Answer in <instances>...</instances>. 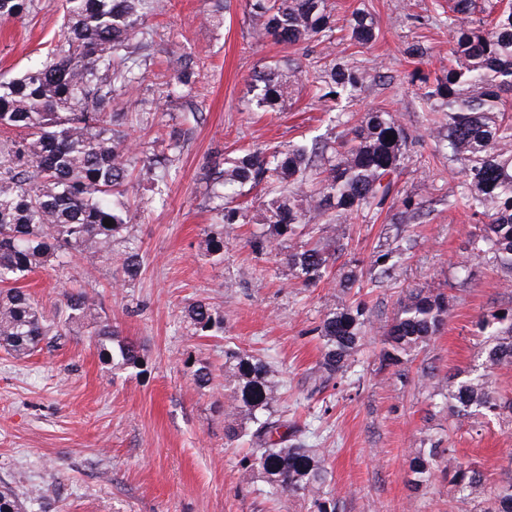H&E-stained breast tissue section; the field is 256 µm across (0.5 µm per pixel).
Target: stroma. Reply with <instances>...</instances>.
Masks as SVG:
<instances>
[{"label": "stroma", "mask_w": 512, "mask_h": 512, "mask_svg": "<svg viewBox=\"0 0 512 512\" xmlns=\"http://www.w3.org/2000/svg\"><path fill=\"white\" fill-rule=\"evenodd\" d=\"M379 28L374 45L354 46L343 26L355 0H332L337 30L331 48L320 42L288 46L253 37L244 0H230L220 24L201 19L212 0H162L148 11L154 44L171 45L197 62L193 101L166 95L173 65L165 53L146 62L141 84L119 90L122 127L134 144H152L174 163L160 194L132 178L125 200L128 234L140 248L139 278L120 285L121 258L96 260L92 278L85 261L48 266L22 280L44 310L58 311L71 288L96 292L98 313L121 336L144 348L142 369L103 364L89 336L43 341L29 358L0 349V482L24 474L19 497L41 490L30 512H308L301 499L270 500L261 482L242 483L241 460L249 445L224 439V349L236 346L270 357L284 383L287 419L315 429L309 440L342 493L338 512H460L459 494L443 477L412 493L407 460L423 442L441 440L473 463L491 490L512 476V416L449 420L431 395L430 379L482 360L476 321L488 311L512 306V283L495 264L473 266L470 279L458 271L469 258L477 221L448 202L460 166L436 152L428 114L414 73H434L448 62L446 0H364ZM60 35L59 0H34L28 16L0 21V74L13 77L45 57ZM429 50L410 58L408 46ZM344 58L365 76L346 111L385 108L414 135L397 181L400 195L423 202V216L401 226L392 208L363 213L346 227L339 264L371 262L377 251L401 247L391 278L364 283L354 295L374 325L392 320L400 298L415 288L448 296V321L423 345L399 379L382 369V348L370 334L346 380L326 379L319 369L321 344L312 329L340 296L328 273L311 288L296 285L273 254H255L248 240L261 216V189L247 191L254 221L236 225L223 261L205 250L204 231L217 223L212 169L255 147L309 142L325 133L330 113L306 81L276 112L250 103L256 71L272 65L312 71ZM206 300L224 316L218 336L192 335L185 309ZM208 363L209 388H198L185 359Z\"/></svg>", "instance_id": "stroma-1"}]
</instances>
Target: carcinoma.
I'll return each instance as SVG.
<instances>
[{"label":"carcinoma","instance_id":"carcinoma-1","mask_svg":"<svg viewBox=\"0 0 512 512\" xmlns=\"http://www.w3.org/2000/svg\"><path fill=\"white\" fill-rule=\"evenodd\" d=\"M148 0H63L62 35L49 57L20 76H0V129L18 137L0 142V348L16 359L33 354L50 336L88 331L99 360L114 369L136 368L140 347L120 337L119 330L97 316L95 297L83 288L64 293L57 320L47 319L32 295L10 286L46 266L64 267L75 258H108L126 240L125 183L133 154L127 134L113 127L109 111L116 91L144 79L138 51L150 47L144 6ZM33 0H0V20L21 19ZM257 21L258 38L289 45L331 42L336 19L330 0H246ZM349 40L359 46L376 41L373 15L353 7L346 23ZM448 31L453 47L448 65L429 80L424 76L421 100L431 112L448 113V123L433 129L436 146L462 168L461 180L448 191L477 218L470 241L471 261H492L512 277V0H495L489 8L478 0H448ZM196 61L181 55L168 94L191 96ZM296 71L275 68L255 74L250 92L256 109L283 107L295 92ZM311 83L333 102L352 99L361 76L344 60L314 72ZM346 127L343 138L326 137L311 145L247 150L220 171L225 206L222 221L250 222L247 210L234 204L242 189L262 185L263 227L250 245L270 254L282 253L297 285H317L345 250L343 224L365 210L381 211L393 197L412 135L381 109L351 120L336 113ZM392 136L386 140V136ZM139 175L159 181L169 175L165 160L148 158ZM423 203L408 198L396 213L400 224L415 221ZM112 226L103 225L104 220ZM206 250L224 261V232L205 234ZM400 255H375L371 267L382 281L393 274ZM142 256L135 247L122 254V281L134 280ZM359 281L357 266L339 269L342 297L330 304L314 328L321 342L320 369L328 379L347 378L372 322L365 304L347 296ZM193 334L206 336L224 323L210 303L198 301L185 310ZM448 301L441 293L416 288L406 294L391 322L381 327V358L399 367L443 328ZM485 334L483 372H459L434 382L432 396L441 398L448 416L512 414L490 386L488 374L512 366V307L492 311L480 321ZM282 383L278 370L264 357L239 348L224 351V438L248 439L250 456L242 462L243 478L257 477L265 495L284 494L306 500L311 512H336L339 499L327 483L326 469L307 434L278 413ZM456 487L468 505L483 489V475L459 460L452 448L433 441L411 454L408 483L417 491L436 474ZM0 512H25L9 487H0ZM480 512H512V480L501 485Z\"/></svg>","mask_w":512,"mask_h":512}]
</instances>
